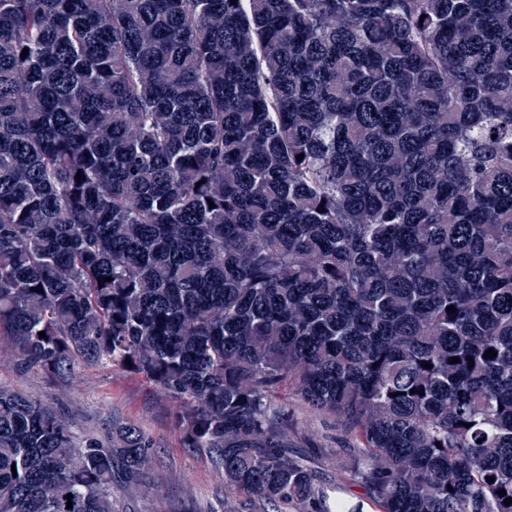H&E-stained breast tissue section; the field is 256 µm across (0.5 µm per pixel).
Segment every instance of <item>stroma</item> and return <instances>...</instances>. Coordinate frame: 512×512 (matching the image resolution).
Segmentation results:
<instances>
[{
  "instance_id": "1",
  "label": "stroma",
  "mask_w": 512,
  "mask_h": 512,
  "mask_svg": "<svg viewBox=\"0 0 512 512\" xmlns=\"http://www.w3.org/2000/svg\"><path fill=\"white\" fill-rule=\"evenodd\" d=\"M0 386L40 401L77 430L100 431L120 419L153 438L147 488L133 497L119 495L120 512H224L225 504L240 499L225 490L224 474L208 456L182 446L180 401L131 370L80 363L65 379L24 372L11 359L7 337L0 336ZM288 415L301 436L302 455L317 462L321 482H335L336 463L349 453L350 437L298 397H289Z\"/></svg>"
}]
</instances>
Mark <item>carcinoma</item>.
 I'll list each match as a JSON object with an SVG mask.
<instances>
[{
	"mask_svg": "<svg viewBox=\"0 0 512 512\" xmlns=\"http://www.w3.org/2000/svg\"><path fill=\"white\" fill-rule=\"evenodd\" d=\"M0 335L183 401L240 512H512V0H0ZM153 448L0 388V512H114ZM290 424L302 438L298 450L308 460L318 463L322 483H336V462L352 448L351 438L336 427V421L313 411L298 397L288 395Z\"/></svg>",
	"mask_w": 512,
	"mask_h": 512,
	"instance_id": "cac0c4a2",
	"label": "carcinoma"
}]
</instances>
